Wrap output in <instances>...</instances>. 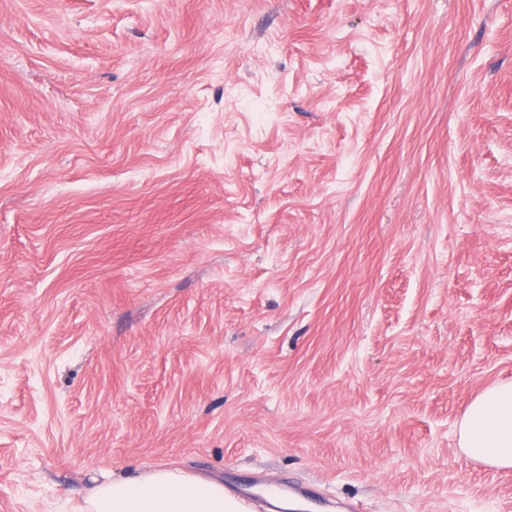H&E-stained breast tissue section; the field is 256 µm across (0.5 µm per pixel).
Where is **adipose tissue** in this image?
Listing matches in <instances>:
<instances>
[{
	"label": "adipose tissue",
	"mask_w": 512,
	"mask_h": 512,
	"mask_svg": "<svg viewBox=\"0 0 512 512\" xmlns=\"http://www.w3.org/2000/svg\"><path fill=\"white\" fill-rule=\"evenodd\" d=\"M465 455L512 468V380L497 382L468 406L458 427ZM81 512H247L219 480L180 469H155L96 486Z\"/></svg>",
	"instance_id": "ef3b65f1"
}]
</instances>
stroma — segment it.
I'll list each match as a JSON object with an SVG mask.
<instances>
[{
    "label": "stroma",
    "mask_w": 512,
    "mask_h": 512,
    "mask_svg": "<svg viewBox=\"0 0 512 512\" xmlns=\"http://www.w3.org/2000/svg\"><path fill=\"white\" fill-rule=\"evenodd\" d=\"M504 379L512 0H0V512H512ZM458 438L468 458L496 469L512 468V380L487 387L470 403ZM219 480L192 475L178 468L155 469L96 486L81 512H247L244 497Z\"/></svg>",
    "instance_id": "35a3bbf8"
}]
</instances>
